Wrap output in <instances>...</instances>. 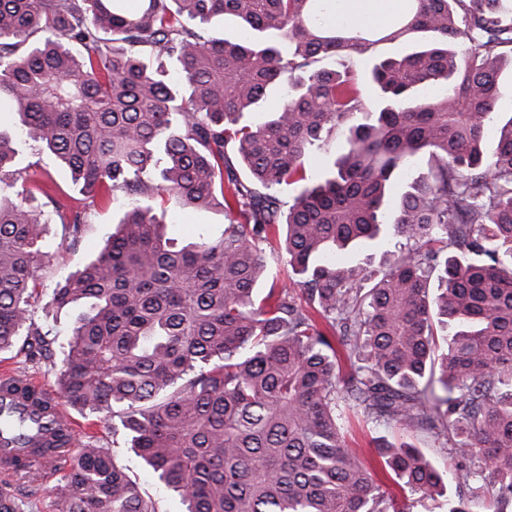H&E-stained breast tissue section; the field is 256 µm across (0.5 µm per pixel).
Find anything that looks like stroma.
<instances>
[{
    "instance_id": "obj_1",
    "label": "stroma",
    "mask_w": 512,
    "mask_h": 512,
    "mask_svg": "<svg viewBox=\"0 0 512 512\" xmlns=\"http://www.w3.org/2000/svg\"><path fill=\"white\" fill-rule=\"evenodd\" d=\"M30 167L27 176L30 181L49 182L55 198L62 204L85 210L87 226L83 238L77 245H70L65 240L61 225L52 224L48 227L46 249L51 258L46 262L41 275L46 283L56 282L75 271L78 263L93 257L102 246L105 238L114 229L112 219L117 207L111 198L103 196L94 203H86L83 195L71 181L69 171L62 167L50 154L27 155ZM166 233L178 243L193 241L201 232H209L219 236L226 217L222 209L187 211L172 199L163 205ZM33 318L46 334L51 343V357L27 359L19 350H11L0 354V372L23 373L31 379L52 386L56 383L54 366L60 363L67 351V341L80 310L76 307L59 308L53 304L50 295H43L32 307ZM70 417L79 423L81 436H91L100 445L109 448L115 461L128 469L140 486L142 493L153 498L158 512H183L179 497L168 492L157 480L155 475L143 468L131 451L126 438L113 435V419L111 414H89L70 410ZM351 428L348 437L349 446L356 448L361 457L371 459L375 449L382 442H400L403 440L416 444L425 453L433 457L440 470L446 471L463 466L477 471L482 462L476 457H463L452 448L439 447L428 434L416 432L403 435L397 428L365 420L359 414H351ZM15 496L19 501L21 512H58L57 493L64 485L62 477L53 481L44 479L29 480L21 475H12Z\"/></svg>"
}]
</instances>
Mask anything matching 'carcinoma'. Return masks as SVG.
<instances>
[{"mask_svg":"<svg viewBox=\"0 0 512 512\" xmlns=\"http://www.w3.org/2000/svg\"><path fill=\"white\" fill-rule=\"evenodd\" d=\"M226 18L239 41L210 35ZM416 34L429 39L373 57ZM508 54L512 0H403L382 26L337 19L336 0H0V114L16 118L0 130V351L22 335L27 355L45 350L44 209L70 243L86 230V212L29 184L20 138L118 203L115 232L53 288L57 307L87 306L58 389L119 418L184 512H411L481 480L512 502V116L487 138ZM333 135L343 148L310 184L305 161ZM421 155L427 174L389 207ZM167 197L223 208L221 236L174 244ZM394 236L409 246L376 268L342 258ZM263 243L284 245L309 308L286 285L257 296ZM26 381L12 391L48 409ZM342 403L485 472L448 475L406 441L370 462L346 444ZM0 429L28 448L19 471L72 448L59 512H158L98 444L59 427L44 443L41 419L2 403Z\"/></svg>","mask_w":512,"mask_h":512,"instance_id":"obj_1","label":"carcinoma"}]
</instances>
